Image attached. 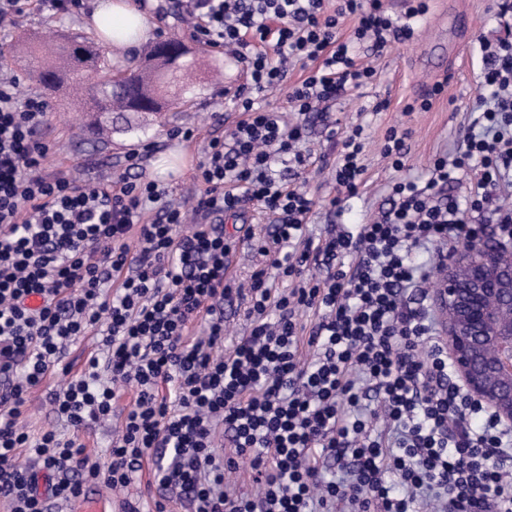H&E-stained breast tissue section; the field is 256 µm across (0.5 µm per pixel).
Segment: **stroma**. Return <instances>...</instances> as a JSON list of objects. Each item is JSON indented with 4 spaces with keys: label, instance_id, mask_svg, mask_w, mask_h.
Segmentation results:
<instances>
[{
    "label": "stroma",
    "instance_id": "stroma-1",
    "mask_svg": "<svg viewBox=\"0 0 512 512\" xmlns=\"http://www.w3.org/2000/svg\"><path fill=\"white\" fill-rule=\"evenodd\" d=\"M141 10L148 13L153 26L152 38L176 32L196 52L201 86L192 103L180 111L164 114L143 133L135 136L116 135L110 143L102 144L81 140L73 123L76 118L73 106L64 105L56 98H49L48 140L50 151L46 160L47 173L69 171L83 167L86 177L119 174L125 154L152 143H164L163 154L167 159L166 171L148 167L145 178L168 186L174 197L180 198L196 191L195 167L201 156L205 140L214 129L216 121H223L225 128H232L240 119L238 112L224 90L244 84L243 67L234 58L225 56L223 50L195 40L192 27L184 22L173 0H141ZM91 6H84L69 15L49 17L30 11L20 17L16 26L0 32V48L12 53L21 38L36 34L50 40L62 31L73 30L92 33ZM494 18L490 0H431L428 14L419 23V36L415 41L397 43L379 59H372L366 46H357L362 62L373 63L376 74L363 89L342 95L331 111L338 119L339 129L363 125L368 146L363 158L366 166L364 182L357 195L346 201L343 210L331 209L329 200L335 196L333 163L328 139L329 129L320 118H311L305 144L314 154L326 156L328 164L312 170L305 185L316 205L310 217L308 232L313 237L326 234L334 225L364 224L389 208L388 184L392 179L405 178L419 183L427 178V167L438 155L455 153L464 129L472 121L473 102L481 84L482 60L480 38L493 39L502 35ZM464 44L466 54L454 66L440 64L431 69L425 64L427 56L453 53L456 44ZM444 90L432 99V106L425 112H409L405 106L414 98L429 92L435 84ZM388 101L387 109L377 112V101ZM176 126L194 128L197 138L192 142L167 141L168 130ZM411 128L410 153L406 166L394 171L380 153V145L389 127ZM96 345L92 337L79 338L72 343L61 363L37 386L24 412L31 434L45 429H56L62 435L70 430L57 419L49 405L51 393L59 390L71 379L79 377L87 367ZM156 496L153 464H146L143 471L124 489L111 490L102 486H88L85 496L62 504V512H102L111 506L112 512H122L125 501H133L140 508L151 507Z\"/></svg>",
    "mask_w": 512,
    "mask_h": 512
}]
</instances>
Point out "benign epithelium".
I'll return each mask as SVG.
<instances>
[{"label":"benign epithelium","mask_w":512,"mask_h":512,"mask_svg":"<svg viewBox=\"0 0 512 512\" xmlns=\"http://www.w3.org/2000/svg\"><path fill=\"white\" fill-rule=\"evenodd\" d=\"M448 358L468 395L512 428V240L466 241L434 271Z\"/></svg>","instance_id":"7a95c632"}]
</instances>
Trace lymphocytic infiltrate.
Returning <instances> with one entry per match:
<instances>
[{
	"label": "lymphocytic infiltrate",
	"mask_w": 512,
	"mask_h": 512,
	"mask_svg": "<svg viewBox=\"0 0 512 512\" xmlns=\"http://www.w3.org/2000/svg\"><path fill=\"white\" fill-rule=\"evenodd\" d=\"M407 2L397 19L383 0H185L194 36L247 75L232 94L242 118L208 140L190 207L156 182L130 180L155 143L127 154L113 178L45 173L48 103L0 75V498L9 512H51L90 482L128 487L149 458L155 512H167L173 493L189 512H512V431L464 395L415 297L429 280L421 251L442 258L486 222L512 236V203L488 192L512 183V40H481L482 110L455 155L434 158L425 184L395 181L374 221L306 235L315 205L303 188L306 123L373 80L357 45L381 57L415 39L428 0ZM81 5L0 0V29L30 9L64 15ZM297 65L304 76L286 108L271 107L268 94ZM329 138L336 208L363 181L366 138L359 125ZM277 162L289 178L274 176ZM468 171L477 175L468 193L444 196ZM250 210L274 226L265 238L243 235L270 266L251 274L250 330L228 348L235 242L223 222ZM189 220L194 231L182 233ZM198 320L204 335L193 340ZM89 334L98 355L49 400L72 436H31L32 390ZM129 386L136 399L99 461L80 434L111 419ZM21 449L37 472L15 466ZM242 459L257 493L227 489Z\"/></svg>",
	"instance_id": "1"
}]
</instances>
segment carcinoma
<instances>
[{
    "label": "carcinoma",
    "instance_id": "cac0c4a2",
    "mask_svg": "<svg viewBox=\"0 0 512 512\" xmlns=\"http://www.w3.org/2000/svg\"><path fill=\"white\" fill-rule=\"evenodd\" d=\"M101 25L110 37L92 39L72 32L50 42L34 35L20 42L18 57L26 62L42 92L52 94L44 76L64 79L74 104L83 100L85 86L94 84L84 108L90 121L83 124L82 131L100 136L112 131L115 120L121 123L120 131L134 132L147 117L160 116L178 105L177 99L169 96L170 87H178L182 96L194 92L195 61L180 37L173 34L160 39L144 59L116 68L106 45L134 37V22L126 19L114 25L108 15Z\"/></svg>",
    "mask_w": 512,
    "mask_h": 512
}]
</instances>
